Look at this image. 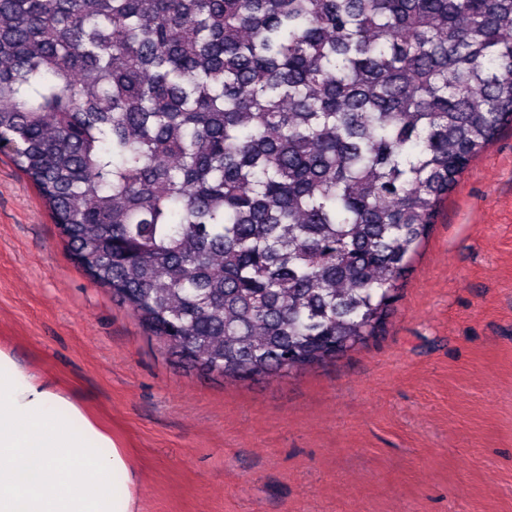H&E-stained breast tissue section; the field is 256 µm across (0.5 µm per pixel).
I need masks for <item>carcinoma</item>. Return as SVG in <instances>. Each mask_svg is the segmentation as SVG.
<instances>
[{
    "mask_svg": "<svg viewBox=\"0 0 512 512\" xmlns=\"http://www.w3.org/2000/svg\"><path fill=\"white\" fill-rule=\"evenodd\" d=\"M512 122V0H0V145L190 372L380 335Z\"/></svg>",
    "mask_w": 512,
    "mask_h": 512,
    "instance_id": "carcinoma-1",
    "label": "carcinoma"
}]
</instances>
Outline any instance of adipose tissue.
Returning a JSON list of instances; mask_svg holds the SVG:
<instances>
[{
	"instance_id": "obj_1",
	"label": "adipose tissue",
	"mask_w": 512,
	"mask_h": 512,
	"mask_svg": "<svg viewBox=\"0 0 512 512\" xmlns=\"http://www.w3.org/2000/svg\"><path fill=\"white\" fill-rule=\"evenodd\" d=\"M139 485L73 392L0 347V512H138Z\"/></svg>"
}]
</instances>
